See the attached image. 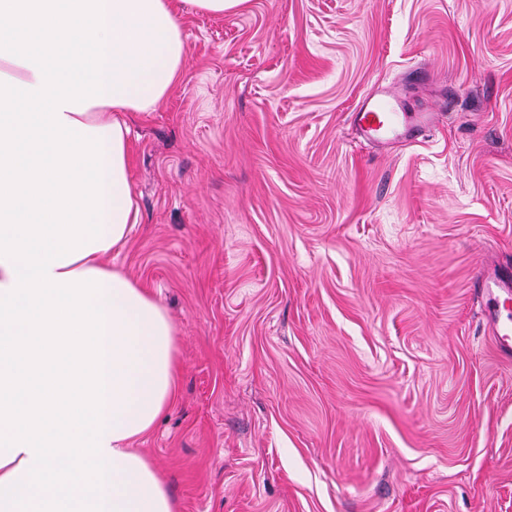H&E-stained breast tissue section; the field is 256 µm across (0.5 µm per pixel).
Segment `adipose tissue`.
Instances as JSON below:
<instances>
[{"instance_id":"1","label":"adipose tissue","mask_w":512,"mask_h":512,"mask_svg":"<svg viewBox=\"0 0 512 512\" xmlns=\"http://www.w3.org/2000/svg\"><path fill=\"white\" fill-rule=\"evenodd\" d=\"M239 2L0 0V512H178L132 447L175 330L103 258L138 222L127 113L178 82L184 8Z\"/></svg>"}]
</instances>
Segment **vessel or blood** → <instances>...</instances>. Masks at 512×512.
<instances>
[{
  "label": "vessel or blood",
  "instance_id": "1",
  "mask_svg": "<svg viewBox=\"0 0 512 512\" xmlns=\"http://www.w3.org/2000/svg\"><path fill=\"white\" fill-rule=\"evenodd\" d=\"M353 122L366 139L389 136L397 130L414 135L430 127L432 115L428 112H406L403 101L394 90H380L365 97L353 112ZM486 299L488 325L496 348L501 354L512 353V277L477 278Z\"/></svg>",
  "mask_w": 512,
  "mask_h": 512
}]
</instances>
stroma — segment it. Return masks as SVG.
Wrapping results in <instances>:
<instances>
[{
  "instance_id": "1",
  "label": "stroma",
  "mask_w": 512,
  "mask_h": 512,
  "mask_svg": "<svg viewBox=\"0 0 512 512\" xmlns=\"http://www.w3.org/2000/svg\"><path fill=\"white\" fill-rule=\"evenodd\" d=\"M180 79L130 115L140 222L104 259L177 331L135 446L179 512H512V0H241L183 12ZM439 113L363 138L381 87ZM474 288H481L487 298L488 325L498 351L507 356L512 351V277L475 280Z\"/></svg>"
}]
</instances>
